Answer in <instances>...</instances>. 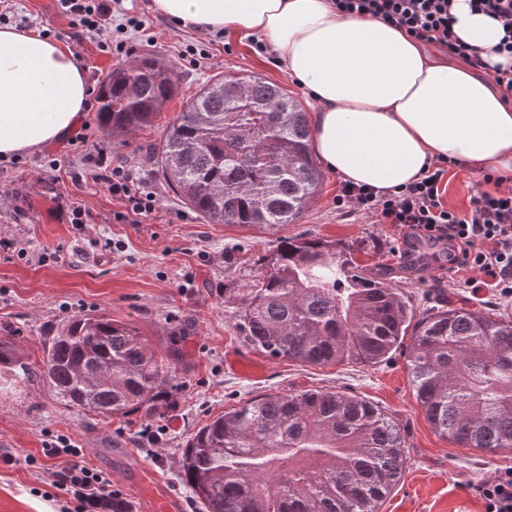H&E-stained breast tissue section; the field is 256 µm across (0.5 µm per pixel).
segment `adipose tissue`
I'll return each instance as SVG.
<instances>
[{
  "instance_id": "1",
  "label": "adipose tissue",
  "mask_w": 512,
  "mask_h": 512,
  "mask_svg": "<svg viewBox=\"0 0 512 512\" xmlns=\"http://www.w3.org/2000/svg\"><path fill=\"white\" fill-rule=\"evenodd\" d=\"M185 28L260 35L318 104L313 147L342 179L386 193L452 158L512 173V102L485 71L442 61L405 31L342 15L330 0H154ZM454 31L503 63L501 21L455 0ZM91 91L68 46L0 27V157L60 141L81 125Z\"/></svg>"
}]
</instances>
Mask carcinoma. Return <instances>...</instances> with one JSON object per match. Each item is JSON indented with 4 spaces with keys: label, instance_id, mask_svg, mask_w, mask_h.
Instances as JSON below:
<instances>
[{
    "label": "carcinoma",
    "instance_id": "1",
    "mask_svg": "<svg viewBox=\"0 0 512 512\" xmlns=\"http://www.w3.org/2000/svg\"><path fill=\"white\" fill-rule=\"evenodd\" d=\"M172 63L143 57L101 83L98 120L122 137L156 123L176 95ZM308 112L258 74L209 80L163 126L154 147L175 196L212 224L274 232L295 224L324 174L311 153ZM336 240L283 237L224 289L245 341L307 364L389 359L412 335L408 372L434 430L466 447L512 452V320L470 308L416 317L405 293L372 275ZM176 354L135 327L79 316L29 362L0 341V392L47 386L70 408L106 417L174 407ZM400 429L380 408L322 389L264 394L200 427L181 476L203 512H380L400 481Z\"/></svg>",
    "mask_w": 512,
    "mask_h": 512
}]
</instances>
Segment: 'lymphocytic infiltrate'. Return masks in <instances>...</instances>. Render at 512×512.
I'll use <instances>...</instances> for the list:
<instances>
[{
	"label": "lymphocytic infiltrate",
	"mask_w": 512,
	"mask_h": 512,
	"mask_svg": "<svg viewBox=\"0 0 512 512\" xmlns=\"http://www.w3.org/2000/svg\"><path fill=\"white\" fill-rule=\"evenodd\" d=\"M454 0H333L338 13L364 15L404 29L410 37L438 47L476 69L491 68L494 83L504 95L512 96V66H488L482 48L460 41L454 32ZM63 12L73 25L84 28L93 39H100L108 28L127 33L126 24H113L110 0H60ZM104 168L100 178L113 195L125 204L117 213L120 221L150 216L158 199L146 185L133 178L123 165H109L105 149L96 151ZM452 159L431 161L415 182L388 194L341 182L334 199L337 210L349 216L374 219L403 232L444 246L448 273L461 279L462 287L488 291L500 300L512 302V188L505 176L489 171L482 180L494 184L496 193L476 191L466 211L448 208L443 193L445 179L455 167ZM79 449L59 438L47 444L41 456H26L25 465L40 458L63 460L61 469L52 471V488L62 491L66 503L62 512H132L120 489L103 472L81 465Z\"/></svg>",
	"instance_id": "1"
}]
</instances>
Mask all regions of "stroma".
<instances>
[{
	"instance_id": "1",
	"label": "stroma",
	"mask_w": 512,
	"mask_h": 512,
	"mask_svg": "<svg viewBox=\"0 0 512 512\" xmlns=\"http://www.w3.org/2000/svg\"><path fill=\"white\" fill-rule=\"evenodd\" d=\"M127 16L142 20L144 28L131 32L128 49L120 54L100 51L71 26L57 0H13L9 23L54 29L83 59L95 93L115 65L142 56L171 61L178 93L162 114L166 121L222 74L264 75L307 112H316V102L277 65L272 52L257 49L255 37L196 33L157 13L153 0H120L114 20ZM84 123L87 144L68 139L0 159V338H12L35 362L49 338L74 317L103 314L135 326L158 348L180 353L172 383L176 406L150 417L139 412L104 419L64 406L43 385H24L0 396V449L18 460L14 466L0 463V512H59V502L40 493L47 475L20 460L40 455L60 436L81 448L80 464L104 472L125 493L133 512H147L139 490L113 460V449H130L136 461L179 489L182 454L199 427L251 398L311 388L365 399L401 429L407 467L380 512H485L472 487L512 467V453L463 448L438 434L413 395L405 348L383 363L367 365H308L264 354L244 341L224 308V287L235 278L224 258L244 262L275 247L282 235L333 239L354 246L359 262L370 270L389 268L416 312L445 296L512 319V303L450 286L442 250L408 259L402 235L391 225L342 218L334 204L336 173L325 172L303 219L280 233L210 224L183 204L158 173L153 148L161 126L113 138L103 132L93 109L86 111ZM93 143L106 148L113 162H127L156 193L160 204L151 216L137 224L114 220L123 204L89 172L86 155ZM78 207L85 211L79 224L73 221ZM231 358L250 360L264 371L256 377L241 374L228 366Z\"/></svg>"
}]
</instances>
